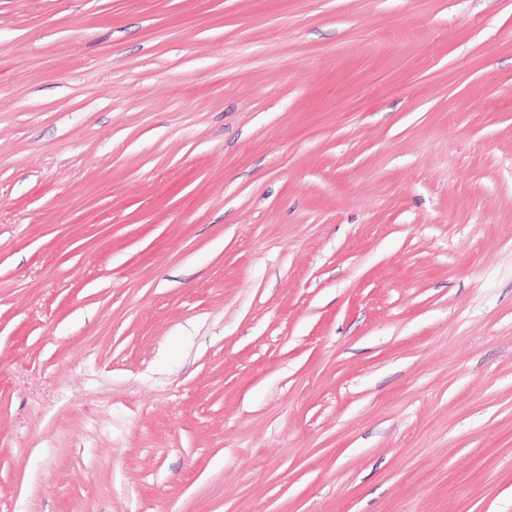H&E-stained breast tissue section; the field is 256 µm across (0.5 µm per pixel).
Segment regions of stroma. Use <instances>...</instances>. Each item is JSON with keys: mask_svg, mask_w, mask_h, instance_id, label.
Masks as SVG:
<instances>
[{"mask_svg": "<svg viewBox=\"0 0 512 512\" xmlns=\"http://www.w3.org/2000/svg\"><path fill=\"white\" fill-rule=\"evenodd\" d=\"M0 512H512V0H0Z\"/></svg>", "mask_w": 512, "mask_h": 512, "instance_id": "obj_1", "label": "stroma"}]
</instances>
